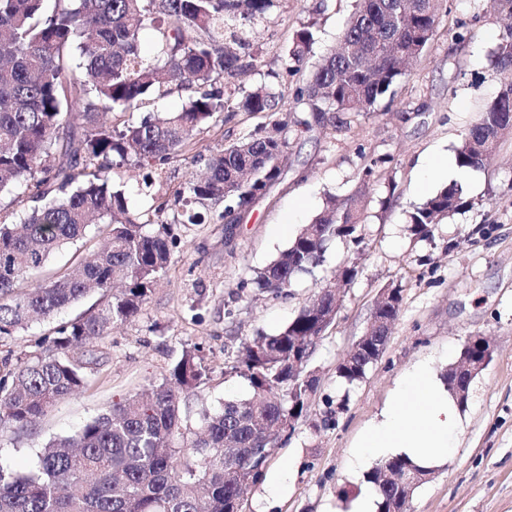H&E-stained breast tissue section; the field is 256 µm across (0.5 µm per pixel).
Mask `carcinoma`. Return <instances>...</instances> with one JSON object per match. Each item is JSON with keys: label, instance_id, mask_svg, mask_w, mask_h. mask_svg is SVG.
I'll use <instances>...</instances> for the list:
<instances>
[{"label": "carcinoma", "instance_id": "cac0c4a2", "mask_svg": "<svg viewBox=\"0 0 512 512\" xmlns=\"http://www.w3.org/2000/svg\"><path fill=\"white\" fill-rule=\"evenodd\" d=\"M439 0H356L337 46L324 56L292 97L310 117L306 128L331 115L368 112L408 75L433 39ZM274 0H0V193L32 188L34 205L20 224L0 219V337L48 322L91 292L116 293L97 310L49 330L34 350L0 359V424L24 430L55 402L89 385L99 357L71 356L135 316L163 277L172 254L156 220L130 212L113 170L133 164L162 169L182 155L195 133L224 121L228 85L221 80L255 70L259 55L247 30L263 21ZM155 33L145 56L139 34ZM313 24L297 30L275 77L298 72L312 52ZM500 80L497 96L455 149L461 168L478 167L512 132V27L492 52ZM188 89L175 112L134 118L144 97ZM284 95L258 85L237 103L243 112H279ZM288 123L254 134L212 154L203 175L176 191L174 204L193 224L194 206L222 202L246 213L278 181L288 147ZM471 205L463 185L448 184L409 215L411 232L428 237L440 220ZM93 224L110 228L90 258L46 274L20 293L14 285L43 271L62 247L86 236ZM355 208L334 197L304 225L288 247L249 280L258 293L279 294L323 262L329 245L358 246ZM379 315L395 321L403 289L384 292ZM336 291L324 287L276 334L259 333L230 366L251 394L228 400L202 416L192 437L179 391H193L207 376L203 358L185 350L170 376L112 403L70 435L49 440L33 469L0 462V512H233L236 499L264 475L288 415L302 416L313 381L293 360L309 355L323 328L336 318ZM388 336L360 343L337 367L351 384L379 358ZM395 457L369 479L382 497L379 512H393L424 484Z\"/></svg>", "mask_w": 512, "mask_h": 512}]
</instances>
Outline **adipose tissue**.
Masks as SVG:
<instances>
[{
  "mask_svg": "<svg viewBox=\"0 0 512 512\" xmlns=\"http://www.w3.org/2000/svg\"><path fill=\"white\" fill-rule=\"evenodd\" d=\"M459 427L458 405L430 364L415 366L394 402L361 435L356 461L402 456L418 466L443 464Z\"/></svg>",
  "mask_w": 512,
  "mask_h": 512,
  "instance_id": "obj_1",
  "label": "adipose tissue"
}]
</instances>
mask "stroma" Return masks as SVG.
<instances>
[{"instance_id": "35a3bbf8", "label": "stroma", "mask_w": 512, "mask_h": 512, "mask_svg": "<svg viewBox=\"0 0 512 512\" xmlns=\"http://www.w3.org/2000/svg\"><path fill=\"white\" fill-rule=\"evenodd\" d=\"M353 12L352 0H275L254 40L262 63L229 79L237 94L281 68V57L302 24L316 42L303 66L311 72L336 44ZM500 0H443L435 35L391 97L371 112H356L348 128L313 125L300 131L295 113H231L197 135L184 158L156 171L155 189L170 195L198 174L212 151L275 122H288L287 160L278 184L260 199L224 244L223 205L202 208L198 224L177 209L163 216L173 260L138 314L98 339L99 364L89 386L49 408L28 430L0 427V460L30 469L52 436L65 435L169 375L184 350L199 348L209 372L183 395L191 427L250 390L230 372L243 343L274 334L308 305L339 265L356 262L357 278L339 290V309L306 367L315 381L308 407L282 434L267 469L285 470L288 490L273 495L267 481L251 485L241 512H350L374 461L352 462L364 428L393 402L402 378L427 362L445 378L471 336H485L493 353L461 408L462 427L447 461L413 494L408 512H512V134L475 169L464 189L472 205L438 224L430 238L414 236L408 215L448 182L422 180L428 159H454L460 132L476 123L500 81L488 60L506 22ZM377 160L376 175L361 178ZM355 198L364 248L333 243L321 266L297 277L283 294H257L245 280L287 248L327 196ZM404 290L385 349L365 376L347 384L336 366L372 324L382 292Z\"/></svg>"}]
</instances>
